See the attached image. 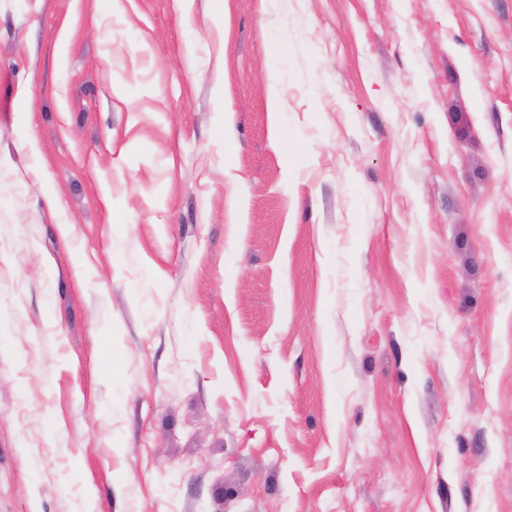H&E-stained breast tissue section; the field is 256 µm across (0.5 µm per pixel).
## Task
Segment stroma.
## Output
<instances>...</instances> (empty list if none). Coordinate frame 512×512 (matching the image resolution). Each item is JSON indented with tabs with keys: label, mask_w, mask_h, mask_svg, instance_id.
Masks as SVG:
<instances>
[{
	"label": "stroma",
	"mask_w": 512,
	"mask_h": 512,
	"mask_svg": "<svg viewBox=\"0 0 512 512\" xmlns=\"http://www.w3.org/2000/svg\"><path fill=\"white\" fill-rule=\"evenodd\" d=\"M0 158V512H512V0H0Z\"/></svg>",
	"instance_id": "stroma-1"
}]
</instances>
